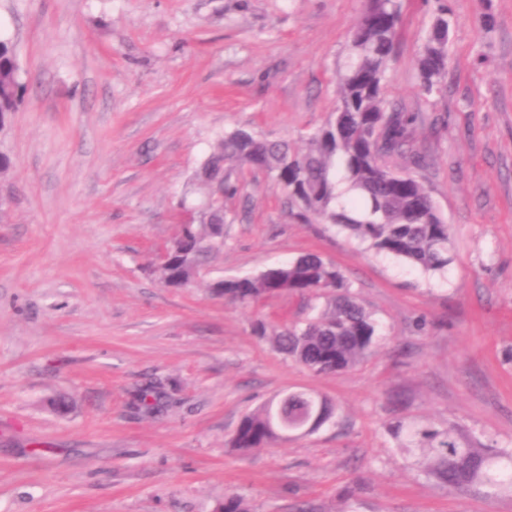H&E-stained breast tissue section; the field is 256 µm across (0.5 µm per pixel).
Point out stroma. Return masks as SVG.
Returning a JSON list of instances; mask_svg holds the SVG:
<instances>
[{
	"label": "stroma",
	"instance_id": "obj_1",
	"mask_svg": "<svg viewBox=\"0 0 512 512\" xmlns=\"http://www.w3.org/2000/svg\"><path fill=\"white\" fill-rule=\"evenodd\" d=\"M452 10L442 91L417 59ZM366 0H0L24 84L0 126V512H512V496L428 478L389 432L453 425L512 448V0H408L386 97L419 113L426 157L391 158L451 227L431 276L304 224L281 186L232 169L224 244L185 288L149 269L218 135L303 146L336 104L334 73ZM491 14L493 26L479 24ZM316 252L383 324L373 356L318 375L251 333L306 317L284 293L213 297ZM154 387L157 410L139 396ZM308 389L337 422L239 453L240 418Z\"/></svg>",
	"mask_w": 512,
	"mask_h": 512
}]
</instances>
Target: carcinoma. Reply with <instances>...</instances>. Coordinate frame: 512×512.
Instances as JSON below:
<instances>
[{"instance_id": "1", "label": "carcinoma", "mask_w": 512, "mask_h": 512, "mask_svg": "<svg viewBox=\"0 0 512 512\" xmlns=\"http://www.w3.org/2000/svg\"><path fill=\"white\" fill-rule=\"evenodd\" d=\"M371 22H359L338 74L336 108L325 124L294 148L245 129L217 137L195 175L199 200L194 216L167 252L171 262L157 264L168 286L190 284L217 248L224 223V196L237 192L226 166L268 173L282 187L295 216L306 224H331L377 254L402 260L429 274H441L451 262L450 227L423 184L386 162L391 156L423 161L416 138L418 116L386 100L384 80L399 37L402 0H368ZM451 10L441 6L427 29L417 61L420 90H441L448 67ZM23 84L14 45L0 37V122L17 110ZM213 294L249 306L286 290L325 300L302 323L270 327L257 320L252 332L280 354L316 374L349 370L367 358L382 324L354 294L341 269L319 254L274 264L256 275L220 277ZM315 393L294 390L278 399L288 427L308 418ZM405 436L404 447L428 458L425 474L453 490L482 487L488 494H512V450L431 424L390 428ZM282 441L267 407L244 414L229 441L237 451L271 448Z\"/></svg>"}]
</instances>
